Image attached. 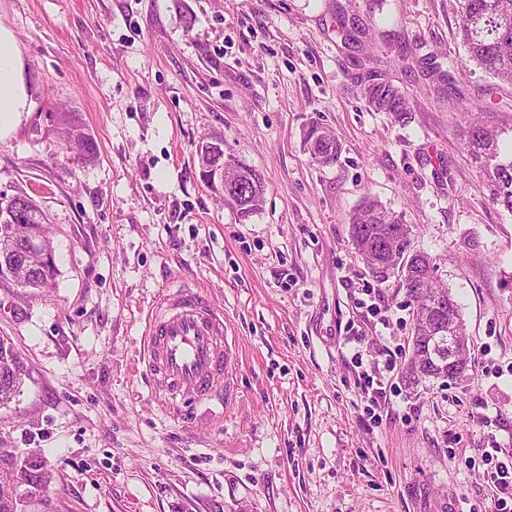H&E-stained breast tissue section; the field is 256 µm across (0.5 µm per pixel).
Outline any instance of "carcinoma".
<instances>
[{"label": "carcinoma", "mask_w": 512, "mask_h": 512, "mask_svg": "<svg viewBox=\"0 0 512 512\" xmlns=\"http://www.w3.org/2000/svg\"><path fill=\"white\" fill-rule=\"evenodd\" d=\"M460 17L459 35L466 51L467 60L474 63L485 74L500 83L512 86V0H459ZM361 96L367 105L379 112H391L401 116L409 111L406 94L388 82H366L361 86ZM466 150L477 165L480 173L479 188L487 195L489 201L512 214V153H501L499 142L509 132L506 127L489 124L483 112H477L466 121ZM322 125L314 122L304 132L303 143L311 159L321 164L325 158L330 162L338 160L340 145L331 134L319 135ZM65 148L74 149L79 142H85L86 152L78 155L82 161L91 160L96 154L94 141L82 130L75 118L68 116L61 121L59 131ZM241 170L251 175V192L246 198L236 199L231 208L239 221L244 222L261 210L264 203L265 181L262 174L246 165ZM43 211L32 202L25 217L11 218L0 209L1 224H18V234L24 235L28 228L42 224ZM403 223L402 217L387 209L376 200H365L351 216L350 235L355 250L366 263L375 258L376 242L383 235L389 224ZM409 238L396 240L387 253L386 259L394 265L407 262ZM424 288L428 296L421 298V304L431 305V293H443L448 296L446 308L455 320L462 323L464 319L452 292L443 286L435 285V277L426 278ZM412 352L417 361L409 363L408 371L412 379L425 376L439 377L444 373L441 368L429 367L420 357L427 332L417 326L412 327ZM14 481L13 472L0 470V512H16L13 500L8 497L6 484Z\"/></svg>", "instance_id": "obj_1"}]
</instances>
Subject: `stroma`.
I'll return each instance as SVG.
<instances>
[{"label":"stroma","instance_id":"35a3bbf8","mask_svg":"<svg viewBox=\"0 0 512 512\" xmlns=\"http://www.w3.org/2000/svg\"><path fill=\"white\" fill-rule=\"evenodd\" d=\"M457 0H0L31 106L0 138V196L49 217L50 287L0 288V336L30 370L0 446L53 473L28 512H500L512 486V215L478 190L465 115L512 126V86L467 62ZM353 27L344 43L338 21ZM447 70L451 81L431 76ZM410 97L371 110L369 77ZM95 141L62 150L63 116ZM332 129L338 162L303 148ZM222 136L265 180L239 222L193 174ZM368 198L461 307L464 378L409 381L413 302L350 236ZM171 285L224 309L230 393L212 414L138 362Z\"/></svg>","mask_w":512,"mask_h":512}]
</instances>
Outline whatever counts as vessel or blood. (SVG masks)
Returning a JSON list of instances; mask_svg holds the SVG:
<instances>
[{"label": "vessel or blood", "instance_id": "b4317fda", "mask_svg": "<svg viewBox=\"0 0 512 512\" xmlns=\"http://www.w3.org/2000/svg\"><path fill=\"white\" fill-rule=\"evenodd\" d=\"M230 345L224 311L199 290H164L146 324L142 361L162 393L223 400Z\"/></svg>", "mask_w": 512, "mask_h": 512}]
</instances>
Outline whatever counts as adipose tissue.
<instances>
[{
  "label": "adipose tissue",
  "instance_id": "ef3b65f1",
  "mask_svg": "<svg viewBox=\"0 0 512 512\" xmlns=\"http://www.w3.org/2000/svg\"><path fill=\"white\" fill-rule=\"evenodd\" d=\"M29 109L21 49L13 32L0 25V137L12 132Z\"/></svg>",
  "mask_w": 512,
  "mask_h": 512
}]
</instances>
